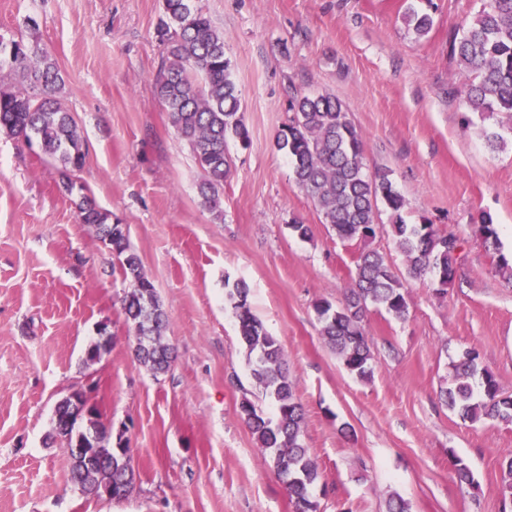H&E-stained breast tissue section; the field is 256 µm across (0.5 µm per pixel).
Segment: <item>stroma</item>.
Masks as SVG:
<instances>
[{
	"label": "stroma",
	"mask_w": 512,
	"mask_h": 512,
	"mask_svg": "<svg viewBox=\"0 0 512 512\" xmlns=\"http://www.w3.org/2000/svg\"><path fill=\"white\" fill-rule=\"evenodd\" d=\"M223 31L249 145L230 142L222 219L200 203L203 172L172 127L154 83L164 54L162 0H0V34L34 35L56 60L60 92L84 141L81 170L62 175L38 147L0 134V512H295L238 415L266 414L226 296L250 288L253 314L280 341L316 461L318 512H512L502 466L512 423H471L440 389L468 350L512 394V136L491 147L495 119L470 111L451 29L480 0H202ZM432 14L422 38L408 10ZM336 97L362 133L369 169L389 170L406 223L430 220L463 241L455 284L411 278L391 232L371 243L402 275L409 313L370 307L363 322L373 374L351 375L323 342L314 303H339L359 241L336 236L275 147L293 93ZM126 224L169 317L176 360L156 376L134 357L122 260L80 224L65 181ZM500 229L488 251L473 219ZM310 227L299 237L293 221ZM100 360L85 353L99 328ZM91 389L102 422L133 450L123 500L92 498L70 480L52 437L57 403ZM474 475L460 482L457 461Z\"/></svg>",
	"instance_id": "35a3bbf8"
}]
</instances>
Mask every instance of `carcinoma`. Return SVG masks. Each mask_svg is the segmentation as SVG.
Here are the masks:
<instances>
[{
	"label": "carcinoma",
	"mask_w": 512,
	"mask_h": 512,
	"mask_svg": "<svg viewBox=\"0 0 512 512\" xmlns=\"http://www.w3.org/2000/svg\"><path fill=\"white\" fill-rule=\"evenodd\" d=\"M163 13L157 33L165 58L156 78V94L204 173L199 185L201 204L221 220L224 181L232 166L228 142L249 143L231 61L224 50V32L212 24L201 0H163ZM406 22L418 36L428 34L433 25L430 15L415 11L406 16ZM449 53L469 73L464 93L471 111L483 119L501 115L500 127L512 134V0H481L472 21L451 34ZM0 71L11 80L0 84V133L37 144L66 170L81 169L83 140L59 98L63 78L56 61L36 41L22 36L6 41L0 36ZM288 111L292 115L277 134L275 146L288 156L297 184L314 203L322 223L343 240L366 242L384 230L379 215L386 209L408 275L418 278L432 273L438 291L446 292L456 278L459 239L427 221L405 223V199L388 170L367 168L363 136L342 103L328 95L297 92L289 100ZM76 210L80 223L93 226L112 252L124 257L129 290L122 309L134 330L135 358L155 375L167 372L174 359V349L166 340L168 315L142 272L140 259L130 252L125 225L112 221L111 214L86 193L80 194ZM477 230L484 243L498 244L490 214L479 215ZM248 296L249 287L243 281L234 283L228 293L241 343L247 357L254 358L252 375L275 412L268 416L245 397L239 417L269 457L296 512H317L313 490L319 473L303 443V407L285 371L282 347L252 313ZM370 305L401 320L408 314L401 277L374 250L359 254L340 305L327 300L315 303L320 335L347 371L360 379L373 372V355L363 331ZM111 344L112 337L101 330V339L86 361L99 359ZM477 358L474 351L466 353L441 396L450 410L472 423L484 419L511 423L512 397L502 394L490 372L478 368ZM55 414L54 436L70 453L74 484L94 496L110 485L112 498L126 497L136 483L131 448L120 442L110 445L111 434L98 410L80 392L62 399Z\"/></svg>",
	"instance_id": "cac0c4a2"
}]
</instances>
